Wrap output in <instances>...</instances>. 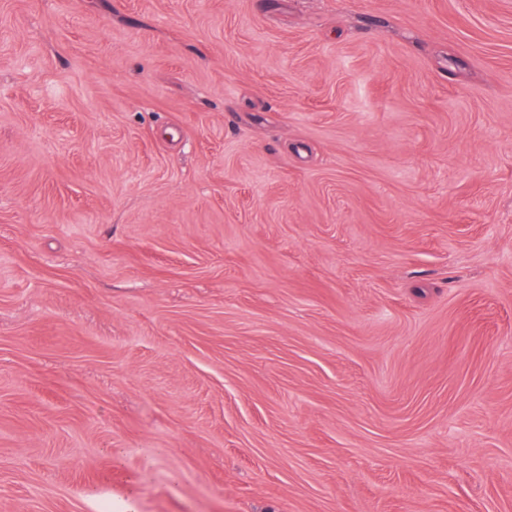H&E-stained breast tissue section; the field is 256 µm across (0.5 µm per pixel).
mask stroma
<instances>
[{"label": "stroma", "mask_w": 512, "mask_h": 512, "mask_svg": "<svg viewBox=\"0 0 512 512\" xmlns=\"http://www.w3.org/2000/svg\"><path fill=\"white\" fill-rule=\"evenodd\" d=\"M512 512V0H0V512Z\"/></svg>", "instance_id": "obj_1"}]
</instances>
